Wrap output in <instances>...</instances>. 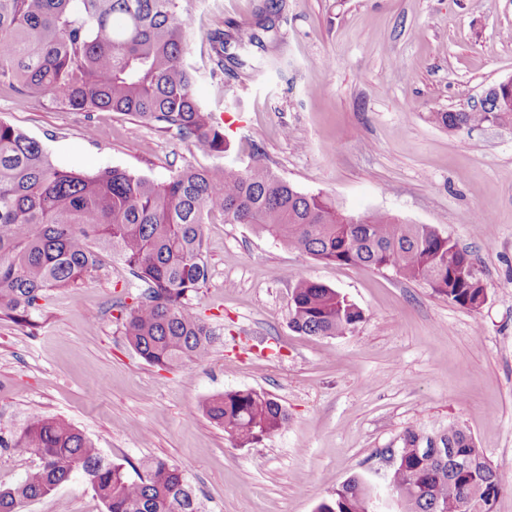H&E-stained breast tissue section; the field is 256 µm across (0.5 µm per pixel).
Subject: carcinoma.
Returning a JSON list of instances; mask_svg holds the SVG:
<instances>
[{
    "instance_id": "cac0c4a2",
    "label": "carcinoma",
    "mask_w": 512,
    "mask_h": 512,
    "mask_svg": "<svg viewBox=\"0 0 512 512\" xmlns=\"http://www.w3.org/2000/svg\"><path fill=\"white\" fill-rule=\"evenodd\" d=\"M188 29L176 0H0V86L47 96L74 112H124L222 155L224 129L196 100L184 63ZM232 39L262 43L254 31L235 39L220 29L210 33L221 71ZM431 120L448 130L511 124L512 91L502 92L491 112H434ZM216 213L315 260L389 269L471 311L484 303L470 253L433 225L387 212H343L259 161L243 170L184 166L163 182L114 167L85 175L53 164L42 143L0 120V317L38 328L50 292L92 281L99 254L108 252L141 284L132 305L115 304L129 345L161 369L202 363L219 333L190 300L209 278L204 225ZM290 304L292 329L307 336H345L365 319L341 292L307 278L295 280ZM202 409L240 446L288 425L287 410L253 389L216 394ZM424 446L451 449L469 464L457 470L420 451ZM395 453L386 484L396 512H492L498 496L512 490V474L493 466L455 424L408 430ZM2 454L35 465L0 488V512H18L76 475L105 512H201L178 467L150 460L132 480L81 430L44 414L31 413L17 431L0 434ZM375 497L373 485L354 475L316 512H375Z\"/></svg>"
}]
</instances>
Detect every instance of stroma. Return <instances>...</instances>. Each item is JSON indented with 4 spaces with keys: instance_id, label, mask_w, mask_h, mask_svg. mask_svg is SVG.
Segmentation results:
<instances>
[{
    "instance_id": "stroma-1",
    "label": "stroma",
    "mask_w": 512,
    "mask_h": 512,
    "mask_svg": "<svg viewBox=\"0 0 512 512\" xmlns=\"http://www.w3.org/2000/svg\"><path fill=\"white\" fill-rule=\"evenodd\" d=\"M177 4L190 20L194 93L224 126V155L127 114L74 112L4 86L0 120L88 174L114 167L160 182L182 166L257 160L340 210L434 225L471 253L486 301L473 312L390 271L321 263L217 214L204 227L209 279L191 299L224 331L208 361L170 372L128 345L114 303L139 283L102 254L92 282L53 291L37 329L0 319V432L34 411L63 418L113 462L179 466L204 512H315L353 474L380 480L385 449L411 428L459 425L512 471V124L451 131L430 119L512 77V0H281L262 46L228 47L276 57L280 70L263 75L218 71L208 36L254 28L265 0ZM299 277L346 295L364 322L340 338L293 331ZM246 388L275 398L289 422L239 447L200 405ZM21 512L104 506L77 476Z\"/></svg>"
}]
</instances>
